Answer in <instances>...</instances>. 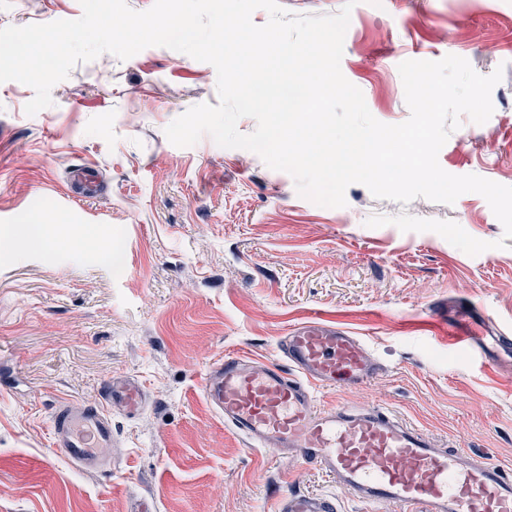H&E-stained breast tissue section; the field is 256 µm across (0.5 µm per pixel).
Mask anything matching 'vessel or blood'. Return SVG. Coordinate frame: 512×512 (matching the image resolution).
I'll return each mask as SVG.
<instances>
[{"instance_id": "obj_1", "label": "vessel or blood", "mask_w": 512, "mask_h": 512, "mask_svg": "<svg viewBox=\"0 0 512 512\" xmlns=\"http://www.w3.org/2000/svg\"><path fill=\"white\" fill-rule=\"evenodd\" d=\"M73 197L92 198L104 189L90 165L71 173ZM475 306L457 310L448 324L451 344L487 356L490 348L512 353V336H485L474 317ZM285 365L227 354L209 367L202 389L210 407L255 447L287 454L311 464L366 502H393L413 512H512V474L479 453L442 447L422 430L380 406H322L316 391L354 388L380 369L363 342L335 324L310 319L282 340ZM146 394L135 379L119 375L101 389V401L73 408L54 406L50 443L72 463L95 471L112 462V410L134 416ZM277 512H336L331 499L291 493Z\"/></svg>"}]
</instances>
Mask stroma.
Returning <instances> with one entry per match:
<instances>
[{"label":"stroma","instance_id":"1","mask_svg":"<svg viewBox=\"0 0 512 512\" xmlns=\"http://www.w3.org/2000/svg\"><path fill=\"white\" fill-rule=\"evenodd\" d=\"M81 15L79 0H0V28ZM447 55L503 77L490 119L462 118L439 164L512 186V0H359L341 70L378 121L399 124L410 115L399 64ZM33 96L0 83V228L40 219L65 235L0 255V512H135L146 498L154 512H274L297 491L334 498L338 512H403L251 447L203 396L219 356L283 363L282 337L314 316L351 330L381 365L360 387L317 390L318 402L385 407L512 471V360L488 363L422 328L469 303L512 334V238L483 196L404 205L353 184L328 208L251 151L207 135L175 146L166 127L217 104V74L165 47L76 64L30 116ZM82 163L103 170L106 195L70 197L68 171ZM402 213L506 246L471 256L433 232L365 225ZM119 373L144 384L146 407L113 412L111 471L78 470L50 446L53 406L98 403Z\"/></svg>","mask_w":512,"mask_h":512}]
</instances>
